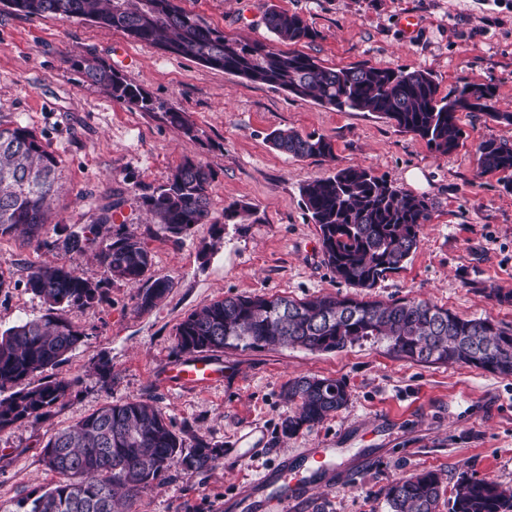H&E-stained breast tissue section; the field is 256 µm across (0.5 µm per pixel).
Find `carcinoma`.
<instances>
[{"label": "carcinoma", "mask_w": 512, "mask_h": 512, "mask_svg": "<svg viewBox=\"0 0 512 512\" xmlns=\"http://www.w3.org/2000/svg\"><path fill=\"white\" fill-rule=\"evenodd\" d=\"M157 22L142 21L141 0H12L24 16L77 18L120 29L138 42L167 47L253 83L298 98L312 97L339 112H373L385 117L440 154L460 145L459 112H483L512 124L500 112L494 91L466 83L445 96L424 69H391L359 64L333 70L310 55L281 51L261 43L230 40L224 32L185 10L180 0H157ZM267 29L281 42L310 40L315 32L298 14L270 9ZM86 81L112 100L143 112H161L170 125L195 136L185 113L154 102L140 86L97 58L73 60ZM273 147L295 157H329L332 143L314 135L275 130ZM483 173H512V146L491 135L476 148ZM62 159L19 122L0 124V238L21 234L37 249L61 246L68 260L30 268L26 288L45 306L38 318L0 333V429L42 417L63 401L73 382L45 372L62 363L85 336L66 317L72 307H92L104 299V282L80 271L77 260L95 253L108 279L139 286L138 307L152 309L166 294L164 278H148L153 255L140 239L112 232L114 203L96 207L82 231L60 242L45 238L52 223L51 201L61 192ZM211 174L190 158L167 181L141 196L153 223L178 240L210 214ZM302 201L318 227L324 263L346 284L370 290L401 270L416 251L423 224L430 219L427 200L401 191L370 170L349 166L301 187ZM177 348L186 354L224 349L293 346L313 352L341 351L360 341L384 343L400 358L512 374V329L487 317H460L425 300L364 301L322 295L305 300L250 295L215 300L188 315L176 329ZM41 376L33 385L29 379ZM292 414L284 436L311 428L342 409L349 394L336 379L303 376L288 381ZM220 455L204 438L190 452L171 422L156 406L138 399L107 403L50 437L44 465L58 476L46 491L17 502L24 512H119L120 501L152 486L171 468L186 473L208 469ZM385 496L391 512H436L442 479L433 470L394 480ZM448 512H512V488L462 477L448 498Z\"/></svg>", "instance_id": "cac0c4a2"}]
</instances>
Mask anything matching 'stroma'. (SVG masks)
Masks as SVG:
<instances>
[{
  "mask_svg": "<svg viewBox=\"0 0 512 512\" xmlns=\"http://www.w3.org/2000/svg\"><path fill=\"white\" fill-rule=\"evenodd\" d=\"M227 38L280 48L263 14L296 13L313 40L296 51L331 69L360 63L424 69L448 93L469 82L495 91L498 111L512 112V0H181ZM417 27L406 32L405 16ZM104 60L156 102L186 113L194 136L162 113L112 101L71 67L75 56ZM35 130L63 161L60 199L48 237L80 230L94 209L117 205L114 226L143 240L153 254L152 277L168 280L149 311L137 287L115 280L103 302L72 308L68 318L85 337L54 376L74 380L68 398L37 420L0 430V512L56 480L43 463L49 438L104 404L141 399L158 406L186 448L204 438L222 451L201 473L165 472L152 488L127 500L124 512H270L256 486L282 461L306 466L315 448L333 464L317 472L288 512H390L385 490L395 479L438 472L445 489L461 475L512 487V375L467 366L400 359L365 342L339 352L299 347L227 349L212 358L223 381L195 389L167 379L183 360L176 328L210 301L237 295L302 300L340 295L363 300L417 298L454 314L487 316L512 327V190L507 174L481 173L476 147L493 135L512 145V125L481 112H462L464 138L451 154L430 149L372 112H339L311 98L210 69L197 61L137 42L123 31L71 18L29 17L0 5V122ZM275 129L320 135L333 158H296L267 139ZM212 174L210 215L179 240L150 224L141 197L165 183L184 159ZM359 166L431 206L417 250L404 268L375 288L336 279L322 256L318 228L300 188ZM246 217L225 221L228 208ZM63 251L38 250L20 237L0 238V330L42 315L26 287L30 266L64 262ZM108 360V375L97 365ZM343 381L347 405L321 424L286 438L292 409L289 379Z\"/></svg>",
  "mask_w": 512,
  "mask_h": 512,
  "instance_id": "obj_1",
  "label": "stroma"
}]
</instances>
